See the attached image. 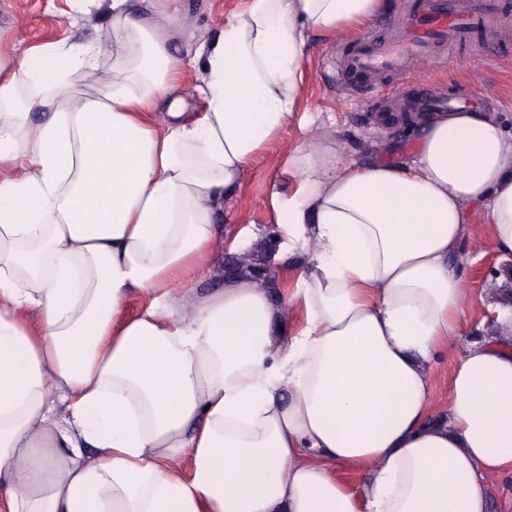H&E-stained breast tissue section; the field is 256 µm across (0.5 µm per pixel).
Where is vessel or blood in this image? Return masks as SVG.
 Masks as SVG:
<instances>
[{
	"instance_id": "vessel-or-blood-1",
	"label": "vessel or blood",
	"mask_w": 512,
	"mask_h": 512,
	"mask_svg": "<svg viewBox=\"0 0 512 512\" xmlns=\"http://www.w3.org/2000/svg\"><path fill=\"white\" fill-rule=\"evenodd\" d=\"M396 4L387 22L391 36L380 39L368 32L337 48L331 68L341 93H359L381 78L387 80L390 93H401L421 67H454V50L460 45L512 41V7L506 0H396Z\"/></svg>"
}]
</instances>
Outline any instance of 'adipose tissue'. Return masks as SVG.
Returning <instances> with one entry per match:
<instances>
[{"label":"adipose tissue","mask_w":512,"mask_h":512,"mask_svg":"<svg viewBox=\"0 0 512 512\" xmlns=\"http://www.w3.org/2000/svg\"><path fill=\"white\" fill-rule=\"evenodd\" d=\"M96 2L107 36L0 53L7 512H490L489 477L512 479V310L440 408L434 369L464 324L467 208L512 253V134L412 112L397 165L310 136L271 195L274 261L308 258L293 293L246 261L202 295L215 218L299 110L311 46L384 0H248L187 41L171 0Z\"/></svg>","instance_id":"1"}]
</instances>
